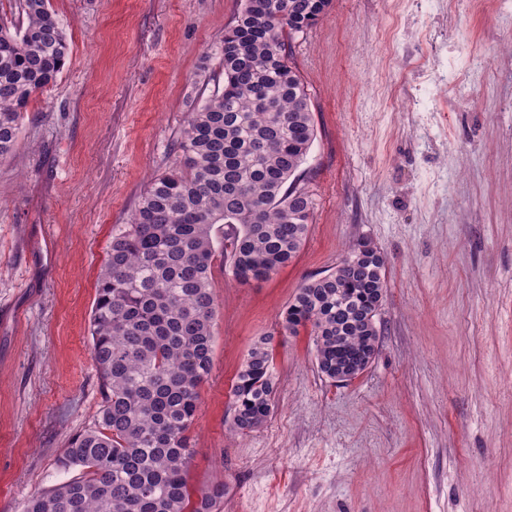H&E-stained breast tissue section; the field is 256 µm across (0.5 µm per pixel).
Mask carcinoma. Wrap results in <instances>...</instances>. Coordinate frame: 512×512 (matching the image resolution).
I'll return each mask as SVG.
<instances>
[{"label": "carcinoma", "mask_w": 512, "mask_h": 512, "mask_svg": "<svg viewBox=\"0 0 512 512\" xmlns=\"http://www.w3.org/2000/svg\"><path fill=\"white\" fill-rule=\"evenodd\" d=\"M224 32V88L188 113L178 165L151 179L128 228L112 237L89 328L104 399L98 423L72 438L57 463L79 470L26 499L21 512H216L224 482L189 483V430L212 369L222 258L241 283L291 263L313 223L301 166L316 137L311 101L292 62L291 35L331 0H260ZM0 18V159L16 146L33 95L53 85L70 55L50 0H8ZM386 258L352 246L336 269L297 289L278 335L305 331L318 372L361 375L379 350L372 312L386 295ZM275 334L258 337L232 388L231 428L267 421L278 388Z\"/></svg>", "instance_id": "1"}]
</instances>
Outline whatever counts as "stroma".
I'll return each mask as SVG.
<instances>
[{
	"label": "stroma",
	"instance_id": "stroma-1",
	"mask_svg": "<svg viewBox=\"0 0 512 512\" xmlns=\"http://www.w3.org/2000/svg\"><path fill=\"white\" fill-rule=\"evenodd\" d=\"M50 4L70 56L0 159V512L63 481L59 455L98 421L97 275L222 89L242 0ZM292 53L313 224L265 282L214 271L190 481H223L218 512H512V0H332ZM363 237L388 258L373 362L335 385L307 333L283 337L272 415L232 433L253 340Z\"/></svg>",
	"mask_w": 512,
	"mask_h": 512
}]
</instances>
